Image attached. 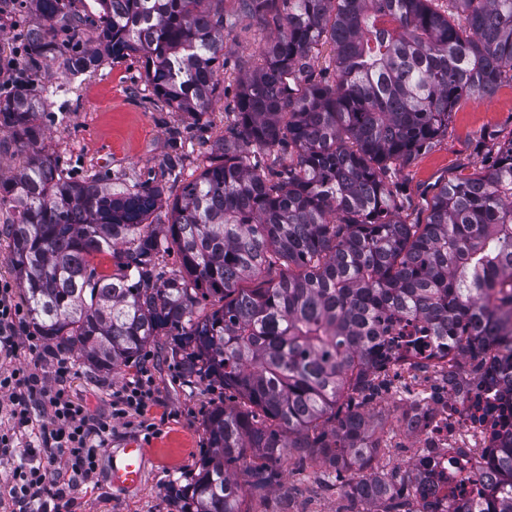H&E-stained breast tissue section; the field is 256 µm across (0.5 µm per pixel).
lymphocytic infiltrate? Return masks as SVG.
<instances>
[{
	"instance_id": "1",
	"label": "lymphocytic infiltrate",
	"mask_w": 512,
	"mask_h": 512,
	"mask_svg": "<svg viewBox=\"0 0 512 512\" xmlns=\"http://www.w3.org/2000/svg\"><path fill=\"white\" fill-rule=\"evenodd\" d=\"M20 315L12 284L0 281V356L12 362L0 374L10 419L0 428V456L11 463L0 487L17 512H62L71 488L95 474L113 420L143 415L151 389L147 380L131 381L115 395L110 416L92 417L63 389L74 373L70 360H56L50 386L32 367L17 363Z\"/></svg>"
}]
</instances>
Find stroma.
Masks as SVG:
<instances>
[{
	"label": "stroma",
	"mask_w": 512,
	"mask_h": 512,
	"mask_svg": "<svg viewBox=\"0 0 512 512\" xmlns=\"http://www.w3.org/2000/svg\"><path fill=\"white\" fill-rule=\"evenodd\" d=\"M224 9L235 17L226 39L228 54L218 74L214 106L197 124L147 91L139 57L116 58L95 72L75 76L57 63L42 69L36 81L51 93L53 105L41 123L49 146L60 153L71 176L99 172L127 181L159 180L168 158L176 156L178 178L169 184L175 196L182 183L200 173L206 150L224 132L225 114L235 105L241 77L258 62L260 47L275 29L274 24L237 15L235 0H224ZM34 22L29 8L18 10L11 0H0V30L6 35L0 46L2 90L12 88L9 64L20 53V34ZM510 138L512 83H503L484 100L461 98L447 131L394 176L401 217L424 222L441 185L487 168L500 144ZM168 346L167 337H157L135 364L109 374L76 366L65 391L91 414H107L113 391L143 370L153 380L154 400L144 418L114 421L108 440L112 448L132 443L145 448L142 485L132 490L112 486L109 458L101 456L94 480L70 491L66 512H176L174 491L198 473L208 447L203 420L224 394L208 380H186L169 358ZM147 422L152 430H144ZM281 470L280 484L249 500L251 512H342L345 501L337 484L350 482L351 471L339 474L292 455L282 459Z\"/></svg>",
	"instance_id": "35a3bbf8"
}]
</instances>
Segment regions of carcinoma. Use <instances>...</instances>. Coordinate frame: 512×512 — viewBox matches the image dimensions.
I'll return each instance as SVG.
<instances>
[{
  "instance_id": "1",
  "label": "carcinoma",
  "mask_w": 512,
  "mask_h": 512,
  "mask_svg": "<svg viewBox=\"0 0 512 512\" xmlns=\"http://www.w3.org/2000/svg\"><path fill=\"white\" fill-rule=\"evenodd\" d=\"M32 2L14 88L0 93V130L27 153L0 175L6 261L53 351L110 373L168 336L187 380L235 393L205 417L209 451L175 490L178 512H251L246 493L277 483L288 451L365 469L394 317L512 369V139L488 169L442 186L424 224L398 217L387 180L448 130L462 97L512 81V0H237L276 33L160 230L162 182L69 176L44 143L52 101L34 77L59 57L76 75L134 54L147 89L197 123L224 67V0H94L92 19L73 0ZM87 24L95 44L72 41ZM274 148L288 166L271 176L254 157ZM276 264L280 279L260 281ZM498 457L511 490L491 512H512V446ZM344 496L343 512H414L385 474Z\"/></svg>"
}]
</instances>
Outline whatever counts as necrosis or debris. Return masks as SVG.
<instances>
[{
    "instance_id": "4bbe7bcc",
    "label": "necrosis or debris",
    "mask_w": 512,
    "mask_h": 512,
    "mask_svg": "<svg viewBox=\"0 0 512 512\" xmlns=\"http://www.w3.org/2000/svg\"><path fill=\"white\" fill-rule=\"evenodd\" d=\"M392 352L393 380L409 395L396 423L417 442L410 477L419 512H448L452 503L478 512L504 490L495 450L512 441V411L503 403L512 376L488 368L479 382L463 369L449 379L429 373L447 353L433 337L423 347L405 341Z\"/></svg>"
}]
</instances>
